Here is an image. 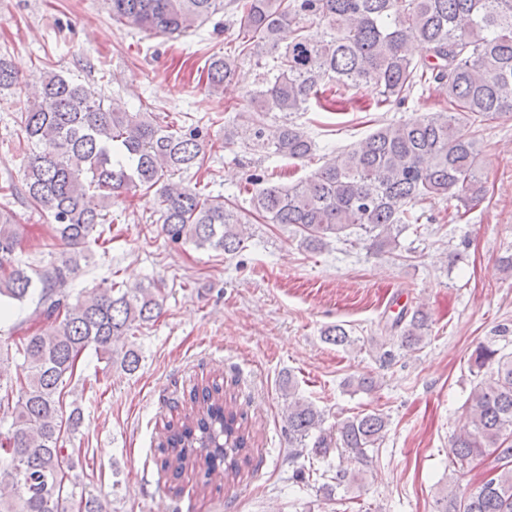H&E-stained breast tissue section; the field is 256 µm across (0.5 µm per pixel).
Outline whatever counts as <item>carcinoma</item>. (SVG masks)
<instances>
[{
  "label": "carcinoma",
  "instance_id": "cac0c4a2",
  "mask_svg": "<svg viewBox=\"0 0 512 512\" xmlns=\"http://www.w3.org/2000/svg\"><path fill=\"white\" fill-rule=\"evenodd\" d=\"M112 18L154 34L184 35L224 10V0H106ZM240 53L276 64L262 86L247 92L251 109L241 135L254 145L291 160L313 153V141L290 121L319 100L321 87L370 88L375 105L403 104L414 91L433 87L448 102L417 123L387 125L356 146L333 152L307 179L267 184L257 175L251 210L224 195L172 182V176L207 163L198 127L174 130L129 112L114 99L57 73L48 74L37 97L21 102L19 144L28 153L21 184L10 194L52 219L51 239L65 246L61 259L43 271L22 259L23 225L16 214L0 213V309L34 304L32 316L49 322L0 351L20 370H0V512H104L100 497L73 474L76 462L65 451L66 436L78 432L82 408L65 404L66 388L80 356L89 348L112 364V345L123 343L120 367L140 368L141 354L132 330L157 317L163 288L157 283L130 287L111 282L75 296L63 291L86 258L89 244L112 241L107 218L112 201L131 189H156L157 223L178 242L190 241L224 255L245 242L244 224L254 216L265 224L297 227L300 245L321 250L327 240L360 233L369 249L389 251L399 233L419 217L415 206L445 198L458 202L448 222L465 218L488 193L479 173L475 131L478 119L512 112V0H242ZM325 27L312 42L307 25ZM288 44L281 45L282 33ZM422 49L420 57L409 45ZM239 58L214 54L207 65L208 88L223 90L238 70ZM0 88L24 94L23 83L0 59ZM285 120L270 129L265 117ZM393 327L400 346L417 349L430 324L422 308L402 311ZM336 346L351 343L334 325L323 332ZM478 368L495 366L493 375L471 393L468 427L455 440L456 464L486 461L491 477L472 488L453 486L437 512H512V355L488 345L475 351ZM323 413L295 397L288 382V441L299 458L311 454L309 472L320 470L331 451L339 459L333 479H348L346 461L366 463L379 447L388 418L379 412L347 417L336 432L322 429ZM316 436L313 448L306 440ZM251 442L244 414L232 405L217 380L195 391L190 407L165 425L158 447L161 467L179 478L192 471L206 491L213 477L240 471Z\"/></svg>",
  "mask_w": 512,
  "mask_h": 512
}]
</instances>
